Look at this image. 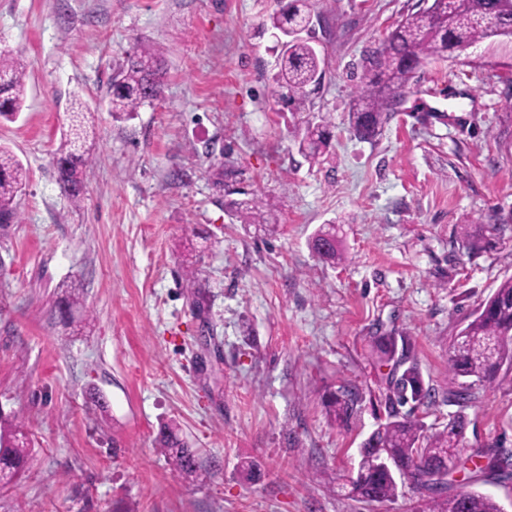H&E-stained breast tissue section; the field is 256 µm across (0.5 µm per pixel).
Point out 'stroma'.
<instances>
[{"mask_svg":"<svg viewBox=\"0 0 512 512\" xmlns=\"http://www.w3.org/2000/svg\"><path fill=\"white\" fill-rule=\"evenodd\" d=\"M421 7L311 0L325 75L293 112L264 23L277 0H0V51L26 66L0 146L28 174L0 237V414L32 441L0 512H414L407 478L384 503L349 493L386 417L389 369L372 352L386 333L410 337L435 391L412 413L427 432L460 412L464 454L512 452V369L467 406L448 399L454 337L512 276V38L426 60L378 136L349 130L363 57ZM146 43L162 49L161 95L114 120L112 75ZM76 95L94 116L77 205L52 165ZM321 116L331 148L313 164L295 135ZM241 191L270 223L226 208ZM330 224L333 264L309 246ZM465 224L481 229L470 250ZM342 385L363 394L345 424L325 407ZM165 425L198 480L160 447Z\"/></svg>","mask_w":512,"mask_h":512,"instance_id":"stroma-1","label":"stroma"}]
</instances>
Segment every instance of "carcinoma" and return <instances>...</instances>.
Segmentation results:
<instances>
[{
  "instance_id": "cac0c4a2",
  "label": "carcinoma",
  "mask_w": 512,
  "mask_h": 512,
  "mask_svg": "<svg viewBox=\"0 0 512 512\" xmlns=\"http://www.w3.org/2000/svg\"><path fill=\"white\" fill-rule=\"evenodd\" d=\"M308 0H288L267 17L270 27L288 36V48L280 53L278 83L288 90V104L296 112L305 108L308 88L320 84L325 74V59L300 33L310 24ZM512 37V0H432L430 7L410 13L397 21L381 45L366 59L371 78L355 91L348 123L354 137L374 138L385 116L393 111L400 91L412 77L411 64L443 57L464 50L483 39ZM161 51L144 45L129 57L125 68L110 83L108 111L113 116H132L146 103L159 98L165 76ZM26 67L9 53H0V118L15 120L20 114ZM75 123L61 139L54 153L57 182L74 204L83 195L82 168L89 161L86 148L88 131L83 103L72 100ZM329 124L322 119L307 123L299 139V150L310 160L318 161L330 146ZM26 171L6 148L0 147V230L17 219L15 199L22 189ZM243 224H257L264 203L253 197L228 203ZM312 251L326 262L336 263L341 254L335 236L319 231L310 242ZM512 340V276L505 278L479 306L458 333L452 344L450 374L452 387L448 398L460 406L475 399L476 391L490 385L504 365L512 364V349L504 341ZM373 349L379 361L387 365L401 357L405 369L398 379L390 380L392 395L386 401L385 422L373 430L360 450L357 475L349 480L350 493L370 502L392 500L398 482L384 468L389 457L396 467L413 477L426 493L416 512H499V504L490 496L467 491L448 494L433 485L432 476L466 469L467 461L459 455L463 446L466 417L458 413L443 429L426 434L419 421L402 415L399 406L410 401L416 406L431 402L435 391L424 383L413 359V345L407 336H377ZM362 402L361 393L342 385L330 394L329 414L339 422L349 421ZM162 446L169 449L172 463L187 478L200 477L195 453L184 447L174 429L163 432ZM30 448L23 427L0 420V473L4 484L11 483L25 470ZM485 459L478 470L491 478L509 474L512 455L476 453Z\"/></svg>"
}]
</instances>
